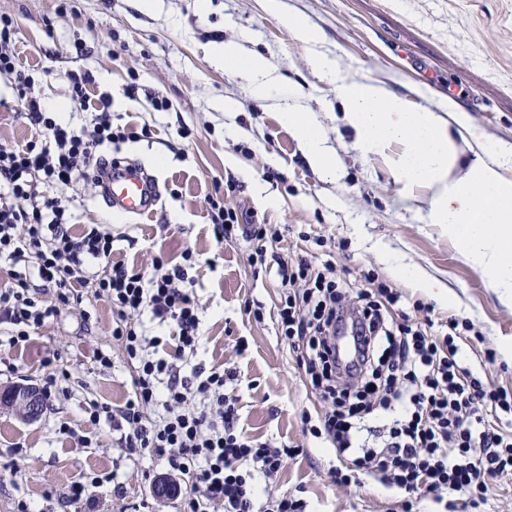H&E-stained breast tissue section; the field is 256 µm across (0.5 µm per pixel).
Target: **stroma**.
<instances>
[{"mask_svg":"<svg viewBox=\"0 0 512 512\" xmlns=\"http://www.w3.org/2000/svg\"><path fill=\"white\" fill-rule=\"evenodd\" d=\"M285 11L316 27L321 51L342 76L383 82L416 108L464 115L462 143L512 146V0H282ZM0 16L13 19L15 48L47 106L67 102L68 76L90 72L92 95L112 101L113 126L129 140L102 148L106 158L145 164L161 200L149 218L112 214L93 184L77 180L47 187L62 200L75 229L88 224L115 233L113 256L147 270L155 254L174 259L186 249L203 261L188 274L204 308L205 367L236 364L240 424L259 442L296 449L275 491L303 499L307 512H403L404 494L377 483L339 487L330 471L336 456L304 432L302 411L319 412L287 347L277 340L273 314L281 286L275 272H256L253 243H217L206 197L235 180L226 206L277 231L268 252L315 253L335 264L352 289L364 275L400 289L406 305L419 302L415 321L472 322L467 365L495 387L512 391V299L502 296L483 270L466 258L457 237L429 218L430 192L393 178V150L365 152L342 119L334 82L317 76L309 52L264 0H161L155 12L134 0H0ZM248 35L249 51L265 56L284 83L300 91L299 105L313 112L334 151L340 174L312 167L302 143L286 125L284 101L252 98L245 77L217 65L210 44ZM139 87L129 96V84ZM169 104L159 111L155 100ZM233 109H225V101ZM33 132L9 76H0V147H17ZM438 282L417 287L411 272ZM258 301L262 318L244 310ZM112 310L94 289L81 306L35 330L25 348L0 346V391L19 383L44 386L50 373L69 375L62 392L46 398L43 416L24 419L0 409V512L26 500L39 512H177L173 498L157 495L156 480L171 476L164 463L132 464L108 419L90 423V402L122 404L132 391L133 367L111 336ZM247 349L237 352V340ZM112 358L95 366L94 350ZM494 361H486V350ZM80 426L91 442L79 448L62 429ZM116 474L126 500H112L108 474ZM86 486L80 503L65 496L73 482Z\"/></svg>","mask_w":512,"mask_h":512,"instance_id":"1","label":"stroma"}]
</instances>
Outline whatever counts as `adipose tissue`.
I'll use <instances>...</instances> for the list:
<instances>
[{
    "label": "adipose tissue",
    "mask_w": 512,
    "mask_h": 512,
    "mask_svg": "<svg viewBox=\"0 0 512 512\" xmlns=\"http://www.w3.org/2000/svg\"><path fill=\"white\" fill-rule=\"evenodd\" d=\"M288 24L310 48L313 71L335 82L344 119L357 144L372 153L398 145L391 160L396 179L432 189L434 222L447 225L450 234L463 240L468 257L482 267L494 287L512 294V181L502 175L503 167L512 164V151L497 149L487 158L474 155L467 171H460L461 151L446 119L435 111L412 107L380 83L339 78L335 60L317 49L319 32L297 18ZM212 52L226 69L248 78L254 99L284 93L269 61L245 53L240 43L228 41L213 46ZM282 119L302 141L313 166L334 169L333 156L311 113L289 107Z\"/></svg>",
    "instance_id": "obj_1"
}]
</instances>
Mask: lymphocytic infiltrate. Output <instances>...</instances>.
<instances>
[{
    "mask_svg": "<svg viewBox=\"0 0 512 512\" xmlns=\"http://www.w3.org/2000/svg\"><path fill=\"white\" fill-rule=\"evenodd\" d=\"M14 31L13 21L0 17V74L14 75L37 137L0 148V256L10 262L0 328L9 346L28 343L31 329L80 305L83 288L95 286L112 307L111 336L135 375L126 402L92 404L90 421L110 418L129 460L151 455L187 476L179 512H304V502L288 495L271 492L264 505L256 503L255 476L275 480L292 451L243 432L236 366L181 372L200 341L202 306L187 273L197 263L194 252L178 263L155 256L151 273L141 272L113 259L111 232L93 224L72 233L59 201L43 196V187L92 179L99 148L126 134L112 128L110 98H90L91 73L70 82L72 103L94 105L98 113L93 130L59 123L29 98L31 80L15 52ZM234 190L230 184L225 193ZM225 193L207 198L217 241L246 238L264 262L266 226L225 206ZM272 259L282 286L278 335L323 403L320 413H302L301 423L335 452L334 483L371 479L389 490L423 492L438 506L461 493L479 506L488 478L512 467V431L503 425L512 417V391L491 388L467 367L459 339L470 322L449 318L439 336L411 322L402 291L386 282L353 294L332 262L307 252ZM32 265L52 299L34 297ZM149 319L172 329L166 353L158 351L161 337L148 335ZM346 328L354 339L344 365L336 340Z\"/></svg>",
    "mask_w": 512,
    "mask_h": 512,
    "instance_id": "obj_1",
    "label": "lymphocytic infiltrate"
}]
</instances>
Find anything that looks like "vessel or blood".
<instances>
[{
	"label": "vessel or blood",
	"instance_id": "b4317fda",
	"mask_svg": "<svg viewBox=\"0 0 512 512\" xmlns=\"http://www.w3.org/2000/svg\"><path fill=\"white\" fill-rule=\"evenodd\" d=\"M102 196L114 214L140 217L153 213L158 189L144 166L136 161L109 162L99 167Z\"/></svg>",
	"mask_w": 512,
	"mask_h": 512
}]
</instances>
